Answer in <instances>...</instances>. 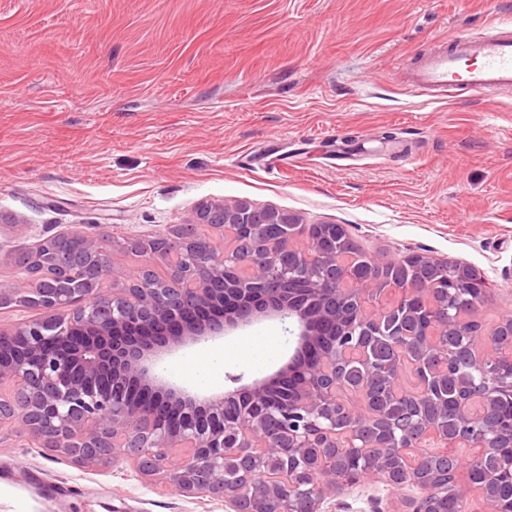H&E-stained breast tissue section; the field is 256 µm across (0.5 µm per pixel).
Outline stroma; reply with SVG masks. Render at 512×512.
Segmentation results:
<instances>
[{
    "label": "stroma",
    "mask_w": 512,
    "mask_h": 512,
    "mask_svg": "<svg viewBox=\"0 0 512 512\" xmlns=\"http://www.w3.org/2000/svg\"><path fill=\"white\" fill-rule=\"evenodd\" d=\"M512 0H0V283L46 227L116 240L247 200L341 224L365 251L476 271L484 328L512 310V94L405 86L455 32ZM292 343L263 321L166 358L242 344L204 391L261 376ZM0 512H230L126 464L88 469L0 429Z\"/></svg>",
    "instance_id": "1"
}]
</instances>
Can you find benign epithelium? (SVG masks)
Masks as SVG:
<instances>
[{
    "label": "benign epithelium",
    "mask_w": 512,
    "mask_h": 512,
    "mask_svg": "<svg viewBox=\"0 0 512 512\" xmlns=\"http://www.w3.org/2000/svg\"><path fill=\"white\" fill-rule=\"evenodd\" d=\"M75 237L83 250L69 249ZM115 247L107 234L60 231L28 247L16 280L0 284V307L35 311L0 329V425L37 447L87 468L126 460L145 479L164 475L182 493L218 495L232 512H255L259 500L280 503L277 512H339L338 497L361 483L413 491L408 512H443L448 484L426 463L450 448H475L512 471L498 407L512 383L462 377L448 402L451 366L512 363V313L487 332L479 307L449 302L435 278L445 268L447 279L480 288L473 270L424 255H366L355 277L359 256L336 225L313 237L297 217L246 200L203 201L185 223L131 241L146 257L135 269L115 264ZM156 265L167 268L160 280ZM264 320L288 321L294 343L281 365L249 383L235 376L237 387L208 394L157 372L169 355ZM370 323L403 337L391 345L383 384L358 340L372 335ZM448 332L464 345L442 357V343L424 337ZM350 364L366 369L357 383L344 372ZM286 383L292 393L281 409L273 395ZM398 403L425 413L386 433L366 429ZM338 452L374 461L340 481L323 463ZM469 488L461 512H506L494 477Z\"/></svg>",
    "instance_id": "7a95c632"
}]
</instances>
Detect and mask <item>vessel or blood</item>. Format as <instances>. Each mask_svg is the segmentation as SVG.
I'll return each mask as SVG.
<instances>
[{
  "mask_svg": "<svg viewBox=\"0 0 512 512\" xmlns=\"http://www.w3.org/2000/svg\"><path fill=\"white\" fill-rule=\"evenodd\" d=\"M491 29V35L483 38L457 33L450 47L436 51L410 72L411 89L463 90L483 96L511 91L512 20L492 23Z\"/></svg>",
  "mask_w": 512,
  "mask_h": 512,
  "instance_id": "1",
  "label": "vessel or blood"
}]
</instances>
